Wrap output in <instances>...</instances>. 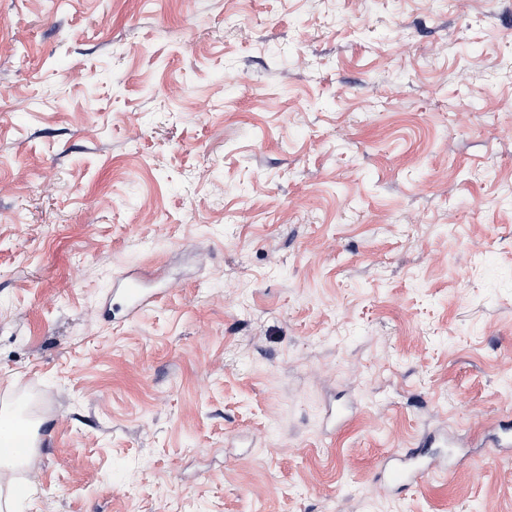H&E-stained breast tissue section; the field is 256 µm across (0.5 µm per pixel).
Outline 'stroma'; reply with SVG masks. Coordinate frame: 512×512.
<instances>
[{
	"instance_id": "1",
	"label": "stroma",
	"mask_w": 512,
	"mask_h": 512,
	"mask_svg": "<svg viewBox=\"0 0 512 512\" xmlns=\"http://www.w3.org/2000/svg\"><path fill=\"white\" fill-rule=\"evenodd\" d=\"M4 403L0 512H512V0H0ZM118 290L126 302L128 316H134L145 306L158 303L163 298L161 292L149 291L144 288L142 281L137 276H129ZM19 421L0 415V466H14L28 457L25 447L17 433ZM436 465L434 460H402L389 457L384 462V472L390 483L418 485Z\"/></svg>"
}]
</instances>
